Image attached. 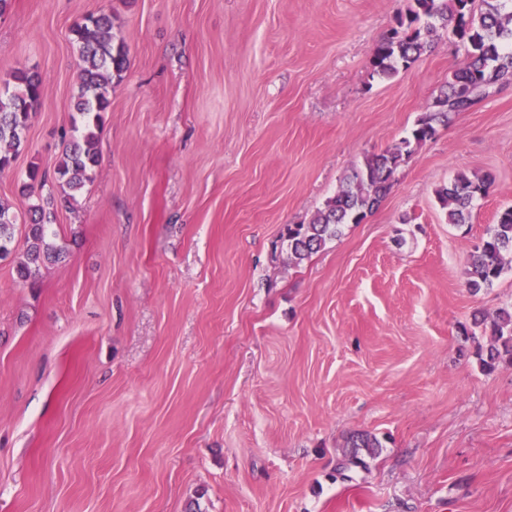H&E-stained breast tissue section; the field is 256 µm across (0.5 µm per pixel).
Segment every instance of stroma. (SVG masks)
Returning a JSON list of instances; mask_svg holds the SVG:
<instances>
[{
    "mask_svg": "<svg viewBox=\"0 0 512 512\" xmlns=\"http://www.w3.org/2000/svg\"><path fill=\"white\" fill-rule=\"evenodd\" d=\"M407 0H10L0 82L43 76L0 174L26 212L79 87L71 28L112 12L127 69L100 165L53 198L65 252L0 260V512H512V365L461 329L512 309V271L464 270L512 206V84L412 146L380 206L301 264L282 243L364 157L410 136L466 48L391 78L372 61ZM489 175L469 223L436 192ZM374 435L340 470L347 437Z\"/></svg>",
    "mask_w": 512,
    "mask_h": 512,
    "instance_id": "1",
    "label": "stroma"
}]
</instances>
